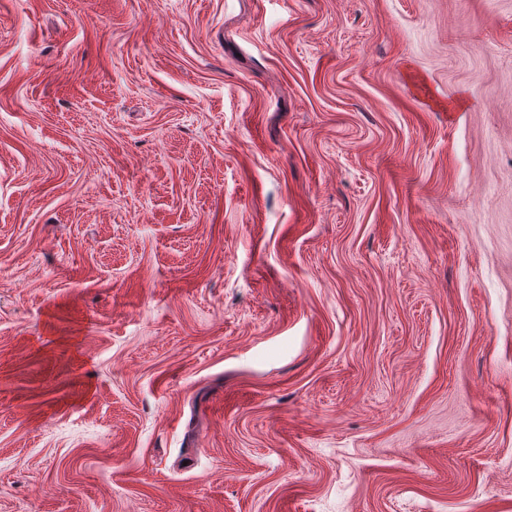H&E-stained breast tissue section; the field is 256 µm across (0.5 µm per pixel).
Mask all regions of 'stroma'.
Wrapping results in <instances>:
<instances>
[{"instance_id":"obj_1","label":"stroma","mask_w":512,"mask_h":512,"mask_svg":"<svg viewBox=\"0 0 512 512\" xmlns=\"http://www.w3.org/2000/svg\"><path fill=\"white\" fill-rule=\"evenodd\" d=\"M0 512H512V0H0Z\"/></svg>"}]
</instances>
